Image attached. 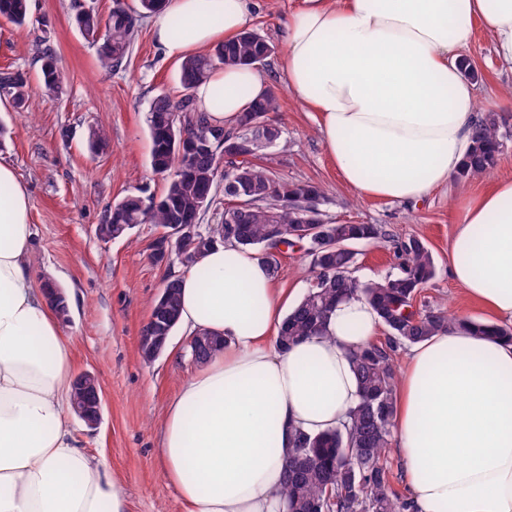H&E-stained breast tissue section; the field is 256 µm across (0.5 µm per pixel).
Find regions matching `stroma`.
Returning <instances> with one entry per match:
<instances>
[{
	"mask_svg": "<svg viewBox=\"0 0 512 512\" xmlns=\"http://www.w3.org/2000/svg\"><path fill=\"white\" fill-rule=\"evenodd\" d=\"M28 20L18 27L0 18V71L22 73L28 110L0 98V162L9 164L27 187L33 230L32 263L36 277H50L64 288L70 306L61 331L72 346V371L94 373L103 393L101 419L87 427L72 424L87 451L103 461L118 480L127 512H182L174 487L162 475L160 428L169 402L195 369L187 354L188 337L175 331L170 348L147 362L138 352L150 301L168 273H183L178 259L158 265L152 258L155 225L141 224L130 235L102 240L96 228L104 211L135 192L160 196L166 182L150 166L147 113L159 93L180 95L179 61L168 58L144 17L123 67L101 69L97 44L72 22L73 0H28ZM303 0H249L248 26L274 47L261 71L274 86L280 108L278 144L261 162L280 180L321 187L319 207L326 218L349 224H377L392 234L389 242L356 245L354 274L377 280L397 273L395 242L411 236L432 250L436 276L422 292L431 306H444L478 320L489 314L465 296L448 275V242L462 199L499 178L512 177V66L502 62L483 29L475 27L463 54L481 73L477 90L482 106L497 116L504 147L496 166L467 181L450 179L418 205L357 197L323 151L313 113L288 92L282 71L284 27ZM51 48L64 76L65 91L46 98L37 51ZM107 128L109 144L91 154L89 124ZM276 285L299 300L310 282L311 258L301 247L278 256Z\"/></svg>",
	"mask_w": 512,
	"mask_h": 512,
	"instance_id": "stroma-1",
	"label": "stroma"
}]
</instances>
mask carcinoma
I'll return each mask as SVG.
<instances>
[{
    "instance_id": "cac0c4a2",
    "label": "carcinoma",
    "mask_w": 512,
    "mask_h": 512,
    "mask_svg": "<svg viewBox=\"0 0 512 512\" xmlns=\"http://www.w3.org/2000/svg\"><path fill=\"white\" fill-rule=\"evenodd\" d=\"M162 0H138L137 7L114 0L112 10L101 18L90 8L76 9L75 22L81 33L95 39L103 35L98 62L105 71L122 65L128 57L142 18L157 12ZM27 0H0V16L22 26L27 20ZM274 47L255 30L246 28L235 38L210 50L188 56L180 64L182 94L163 92L155 96L147 115L153 171L165 177L164 193L149 201L128 193L107 210L103 223L122 238L140 224L162 229L154 242L159 246L172 224H198L215 209L219 223L200 231L208 242L179 254L183 266L191 268L214 248L211 240L231 241L243 248L259 247L272 275L279 272L275 249L301 241L297 232L308 211L307 204L321 197L319 186L308 182H284L257 162L280 130L270 114L279 107L276 92L269 88L263 98L241 115L237 127H216L224 137L237 143L236 150L224 152V142L212 150L194 149L201 128L211 127L207 112L196 101L195 87L207 81L220 66L264 64ZM45 95L57 97L64 91V79L51 49L42 52ZM20 108L26 102L21 73L0 72V96ZM90 149L107 144L105 128L88 127ZM503 143L499 125L491 112L480 119L472 147L457 173L460 180L477 178L496 164ZM230 182L246 189V207L236 213L218 204V188ZM317 242L304 240L312 258L313 277L307 292L283 320L277 347L290 346L316 336L337 304L353 297L365 299L386 330L382 340H372L351 353L360 400L349 411L341 428L317 436L299 432L284 467L280 496L286 512H415L410 497L399 488L400 477L391 461L395 439L397 384L395 355L398 350L422 342L450 326L453 318L442 309L417 305L424 286L434 278L436 267L427 244L416 237L396 243L399 271L382 279L362 281L353 275L356 254L352 246L362 241L385 240L389 235L376 224H344L314 212ZM178 276L169 273L151 302L150 325L164 336H172L179 317ZM478 336L512 340V328L464 319ZM195 341L207 351L198 363L207 362L224 347V340L209 332L196 334Z\"/></svg>"
}]
</instances>
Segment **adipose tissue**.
<instances>
[{
  "label": "adipose tissue",
  "instance_id": "adipose-tissue-1",
  "mask_svg": "<svg viewBox=\"0 0 512 512\" xmlns=\"http://www.w3.org/2000/svg\"><path fill=\"white\" fill-rule=\"evenodd\" d=\"M247 23V0H164L152 32L181 60ZM478 25L512 65V0H305L289 19L288 91L316 113L326 155L359 196L416 203L458 171L481 112L460 68ZM264 91L259 70L235 66L195 95L231 128ZM455 224L451 278L512 319V178L465 201ZM32 236L28 192L0 163V512H126L115 477L71 425V348L31 274ZM179 286L180 327L221 336L224 348L167 407L162 473L184 512H281L296 431L344 424L359 401L348 355L379 319L355 298L322 335L279 350L288 298L261 256L232 242ZM395 435L417 512H512V342L456 325L410 346Z\"/></svg>",
  "mask_w": 512,
  "mask_h": 512
}]
</instances>
